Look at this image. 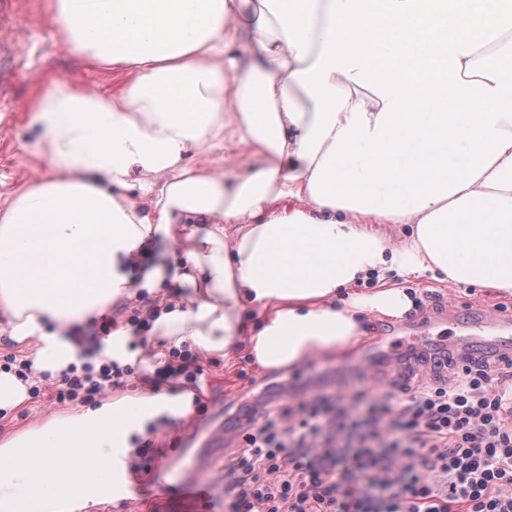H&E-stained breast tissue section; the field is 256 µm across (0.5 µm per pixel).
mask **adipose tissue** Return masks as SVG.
<instances>
[{"label": "adipose tissue", "instance_id": "adipose-tissue-1", "mask_svg": "<svg viewBox=\"0 0 512 512\" xmlns=\"http://www.w3.org/2000/svg\"><path fill=\"white\" fill-rule=\"evenodd\" d=\"M87 62L134 69L120 97L63 84L30 111L50 178L0 214V311L38 371L80 364L77 329L140 291L166 348L279 369L343 354L356 312L414 305L389 271L512 294V0H52ZM232 93L216 65L238 42ZM233 127L257 159L186 163ZM141 181H133L134 172ZM139 189L148 207L132 201ZM384 224L411 236L395 248ZM184 255L133 288L144 243ZM376 274L350 306L339 290ZM187 289L171 301L165 281ZM258 309L259 327L243 319ZM191 394H145L0 444V512H92L128 439Z\"/></svg>", "mask_w": 512, "mask_h": 512}]
</instances>
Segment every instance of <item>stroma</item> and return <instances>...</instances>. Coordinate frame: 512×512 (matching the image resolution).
Listing matches in <instances>:
<instances>
[{"mask_svg": "<svg viewBox=\"0 0 512 512\" xmlns=\"http://www.w3.org/2000/svg\"><path fill=\"white\" fill-rule=\"evenodd\" d=\"M133 71H118L105 65L92 66L64 40L58 23L51 16L48 0H13L0 11V211L19 193L52 173L39 130L29 112L30 103L50 93L56 83H69L104 97L119 95L134 79ZM189 164L216 174L244 172L255 163L252 148L225 131L221 145L191 152ZM390 280L395 287L413 289L417 294L433 292L440 306L426 311H408L407 319L429 316L433 335H447L450 327L442 316L448 307L479 305L512 308V295L497 294L478 286H452L431 276H416L394 270ZM364 334L360 346L341 357L321 355L305 363L277 371L264 372L248 359L246 350L238 352L224 365L212 369L205 390L202 411L189 412L179 419L162 417L150 429L135 435L132 448L152 442L154 459L147 475L146 494L137 504L115 498L101 501L95 512H187L184 504L169 493L170 467L184 459L188 441L212 425L219 413L232 408L247 392L254 379L266 376L280 382L281 402L308 401L321 394H338L353 413H360L363 397H382L386 390L366 371L350 373L363 346L372 337L395 326L392 318L365 311L360 315ZM71 406L51 403L48 397L25 401L0 416V443L18 433L51 419L74 414Z\"/></svg>", "mask_w": 512, "mask_h": 512, "instance_id": "35a3bbf8", "label": "stroma"}]
</instances>
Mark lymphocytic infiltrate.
I'll list each match as a JSON object with an SVG mask.
<instances>
[{"mask_svg": "<svg viewBox=\"0 0 512 512\" xmlns=\"http://www.w3.org/2000/svg\"><path fill=\"white\" fill-rule=\"evenodd\" d=\"M220 364L175 348L148 384L198 392ZM133 374L107 361L72 367L52 398L83 403ZM224 512H512V371L458 366L452 380L368 401L360 421L329 396L276 409L225 467Z\"/></svg>", "mask_w": 512, "mask_h": 512, "instance_id": "obj_1", "label": "lymphocytic infiltrate"}]
</instances>
